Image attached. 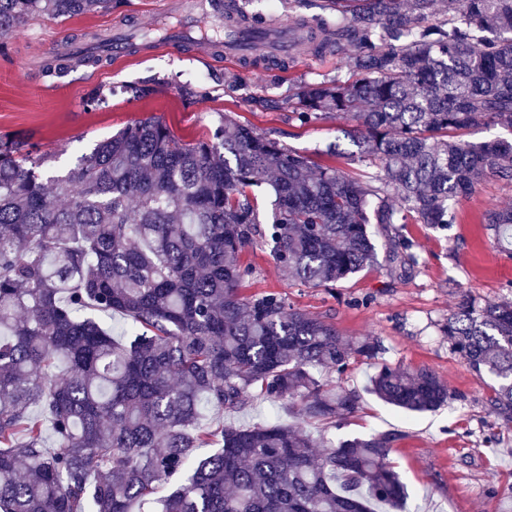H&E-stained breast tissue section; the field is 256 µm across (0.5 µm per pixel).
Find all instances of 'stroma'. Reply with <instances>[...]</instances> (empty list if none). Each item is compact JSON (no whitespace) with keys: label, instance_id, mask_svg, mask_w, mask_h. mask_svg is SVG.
<instances>
[{"label":"stroma","instance_id":"35a3bbf8","mask_svg":"<svg viewBox=\"0 0 512 512\" xmlns=\"http://www.w3.org/2000/svg\"><path fill=\"white\" fill-rule=\"evenodd\" d=\"M251 16L274 15L282 21L326 14L324 0H238ZM192 0H121L111 13L60 21L48 16L28 19L13 39L8 60H0V135H24L36 154L56 170L71 167L77 156L126 125L153 116L164 121L186 143L208 138L220 115L278 140L285 148L307 156L315 165H336L344 172L371 176V169L345 158H333L331 144L348 148L346 129L353 122L330 114L317 126L290 120L288 111L269 112L262 104L295 97L326 77H353L354 50L335 55L305 56L293 63L269 67L243 66L231 54L218 58L187 46L170 49L160 41L140 42L120 60L104 58L78 64L62 76H49L46 65L75 38L129 27L151 29L158 16H185ZM205 75L193 101L179 88ZM164 78L165 84L147 100L121 94L123 85ZM195 83V82H194ZM112 89L108 105L98 111L83 107L92 88ZM512 207V181L491 177L475 193L459 201L458 218L446 231L424 224L405 225L418 262L409 267L391 249L392 229L374 225L378 240L376 264L332 288H311L288 278L269 252L246 248L243 260L253 273L241 286L243 295L277 292L295 309L332 323L349 339L377 338L383 352L376 359L356 357L341 376L329 375L331 387L356 392L358 411L339 425H307L313 437L339 440L378 433L396 434L390 459L409 492L407 512H512V427H505L487 405L489 377L472 373L448 348L440 328L459 290L489 301L512 300V257L490 242L481 216L492 206ZM415 370L427 367L445 382L453 399L438 410L408 415L383 403L366 390L369 377L381 365ZM285 401L255 398L249 409L229 414L212 407L201 411L205 426L225 423H294Z\"/></svg>","mask_w":512,"mask_h":512}]
</instances>
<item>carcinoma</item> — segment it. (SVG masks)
I'll return each instance as SVG.
<instances>
[{"label":"carcinoma","instance_id":"cac0c4a2","mask_svg":"<svg viewBox=\"0 0 512 512\" xmlns=\"http://www.w3.org/2000/svg\"><path fill=\"white\" fill-rule=\"evenodd\" d=\"M117 0H0V56L34 15L110 13ZM336 23L307 25L317 54L354 49L357 78L324 79L291 104L312 126L347 132L362 182L285 150L223 116L186 144L148 117L94 144L66 171L45 169L21 137H0V512H130L185 470L162 512H399L407 490L389 460L397 436L317 448L294 425L197 427L203 405L287 400L304 422L354 414L358 395L326 390L380 342L344 340L277 292L242 296L241 254L269 250L291 277L329 288L377 261L372 224L455 223L454 205L491 176L512 178V139L471 143L474 126L512 130V0H327ZM163 79L123 88L155 94ZM96 87L89 111L108 105ZM271 190L261 218L254 188ZM482 223L512 256V207ZM137 332L115 339L93 312ZM476 375L495 378L491 413L512 425V301L460 295L441 329ZM369 391L407 414L451 394L429 368L383 365ZM52 431L56 450L45 444ZM215 448L205 457L201 448Z\"/></svg>","mask_w":512,"mask_h":512}]
</instances>
